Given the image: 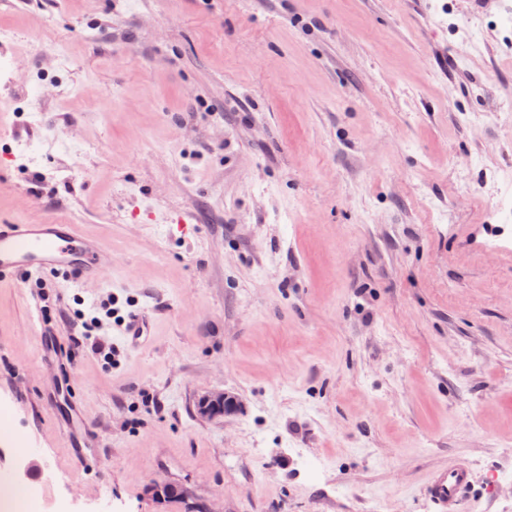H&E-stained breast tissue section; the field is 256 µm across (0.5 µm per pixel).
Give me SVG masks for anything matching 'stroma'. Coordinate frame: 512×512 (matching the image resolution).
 <instances>
[{
  "label": "stroma",
  "instance_id": "obj_1",
  "mask_svg": "<svg viewBox=\"0 0 512 512\" xmlns=\"http://www.w3.org/2000/svg\"><path fill=\"white\" fill-rule=\"evenodd\" d=\"M503 2L0 0V220L109 259L44 274L40 318L0 278V470L38 512H435L452 461L465 512H512ZM113 297L151 316L140 351ZM62 380L94 430L73 448ZM212 392L237 411L200 415ZM472 480L470 467L466 463L455 462L434 471L424 487V493L437 512H460Z\"/></svg>",
  "mask_w": 512,
  "mask_h": 512
}]
</instances>
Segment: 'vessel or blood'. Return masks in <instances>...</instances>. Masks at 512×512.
Wrapping results in <instances>:
<instances>
[{
    "mask_svg": "<svg viewBox=\"0 0 512 512\" xmlns=\"http://www.w3.org/2000/svg\"><path fill=\"white\" fill-rule=\"evenodd\" d=\"M43 273L75 275L80 282L104 278L106 267L101 244L74 224H0V276H32ZM150 321L133 315L123 331L132 348L149 342ZM473 473L463 462L434 471L425 487L436 512H460Z\"/></svg>",
    "mask_w": 512,
    "mask_h": 512,
    "instance_id": "obj_1",
    "label": "vessel or blood"
}]
</instances>
